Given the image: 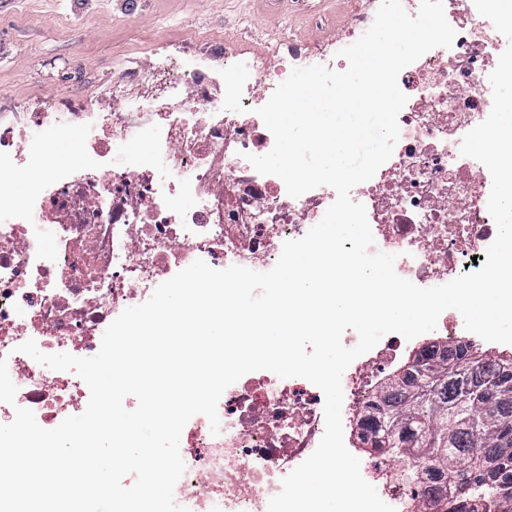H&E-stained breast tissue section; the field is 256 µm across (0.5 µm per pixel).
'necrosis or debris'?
I'll return each instance as SVG.
<instances>
[{"label": "necrosis or debris", "mask_w": 512, "mask_h": 512, "mask_svg": "<svg viewBox=\"0 0 512 512\" xmlns=\"http://www.w3.org/2000/svg\"><path fill=\"white\" fill-rule=\"evenodd\" d=\"M380 0H352L334 38L316 46L291 35L247 53L238 34L224 35V63L245 64L242 111L222 108L218 65L187 69L175 61L132 64L141 97L117 112H97L76 94L65 112L0 113V173L38 172L23 197L0 200V358L17 386L0 403V425L16 407L46 429L81 414L87 385L71 371L49 369L19 352L35 340L45 353L95 355L105 329L128 307L195 260L270 270L285 241L302 238L335 201L320 186L290 197L283 181L255 171L274 137L256 110L293 68L337 71L340 49L372 24ZM456 31L399 74L408 100L400 136L373 178L355 186L378 251L396 254V273L417 286L445 284L471 261L485 263L496 236L488 212L491 176L462 156L463 136L489 115L490 73L511 41L480 15L473 0H444ZM69 126L84 160L59 165L52 132ZM410 343L392 333L355 359L342 377L344 434L377 383ZM324 395L310 381L247 373L222 394L219 434L192 417L180 439L186 470L174 489L189 512H267L282 481L317 448L325 431ZM401 462L367 459L363 472L396 512H412L413 491L397 479Z\"/></svg>", "instance_id": "1"}]
</instances>
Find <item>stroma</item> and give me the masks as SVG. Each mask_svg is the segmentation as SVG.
Instances as JSON below:
<instances>
[{
    "mask_svg": "<svg viewBox=\"0 0 512 512\" xmlns=\"http://www.w3.org/2000/svg\"><path fill=\"white\" fill-rule=\"evenodd\" d=\"M349 0H0V101L14 112L43 105L61 111L83 85L99 112L119 109L124 97L141 94L118 62L137 56L151 65L168 47L194 42L195 54L219 52L224 29L246 30L245 50L258 46L266 28L277 27L308 44L333 36L318 13L342 17Z\"/></svg>",
    "mask_w": 512,
    "mask_h": 512,
    "instance_id": "35a3bbf8",
    "label": "stroma"
}]
</instances>
